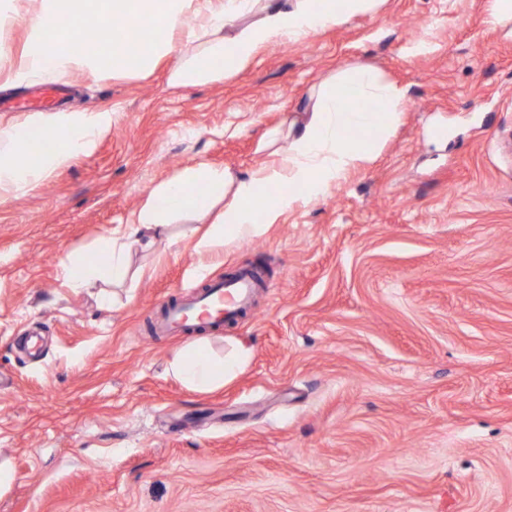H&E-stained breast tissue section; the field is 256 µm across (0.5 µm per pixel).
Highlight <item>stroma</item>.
Segmentation results:
<instances>
[{
  "label": "stroma",
  "mask_w": 512,
  "mask_h": 512,
  "mask_svg": "<svg viewBox=\"0 0 512 512\" xmlns=\"http://www.w3.org/2000/svg\"><path fill=\"white\" fill-rule=\"evenodd\" d=\"M492 2L378 0L213 83L171 84V56L47 77L112 130L0 203V512H512V20ZM356 65L409 91L373 161L260 237L200 252L185 233L210 216L180 217L124 283L69 287L159 183L276 165ZM240 267L264 286L210 346L252 357L192 391L157 305Z\"/></svg>",
  "instance_id": "35a3bbf8"
}]
</instances>
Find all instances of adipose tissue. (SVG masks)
Instances as JSON below:
<instances>
[{
    "instance_id": "adipose-tissue-1",
    "label": "adipose tissue",
    "mask_w": 512,
    "mask_h": 512,
    "mask_svg": "<svg viewBox=\"0 0 512 512\" xmlns=\"http://www.w3.org/2000/svg\"><path fill=\"white\" fill-rule=\"evenodd\" d=\"M372 0H223L200 15L194 0H0V25L24 19L28 26L19 53L0 48V85L46 74H65L79 68L99 69L111 54L116 73L146 72L173 53L177 39L206 48L189 62L178 64L172 79L180 85L214 81L225 71L241 68L266 43L297 41L336 24L352 13L369 9ZM77 25L93 29L121 18L125 30L108 47L85 52L66 49L51 38L61 13ZM150 16L156 26L140 41L136 21ZM138 43L128 53V43ZM408 100L406 88L385 81L375 69L360 66L326 84L308 108L305 124L296 128L280 168H260L245 177L204 165L185 169L159 184L134 214L132 222L144 247L164 236L172 219L209 212L223 202L224 214L201 235L195 247L209 250L261 236L280 215L299 201L326 195L356 163L371 161L379 142L398 123ZM112 127L108 112L63 111L51 124L31 130H0V201L34 187L47 174L73 157L95 148ZM273 199L257 201L263 190ZM103 260L95 266L70 259V288L91 287L96 280L123 283L129 272L130 248L121 235L102 240ZM200 339L176 351L170 372L184 385L206 391L231 380L250 360L252 350L234 341L222 358H214Z\"/></svg>"
}]
</instances>
